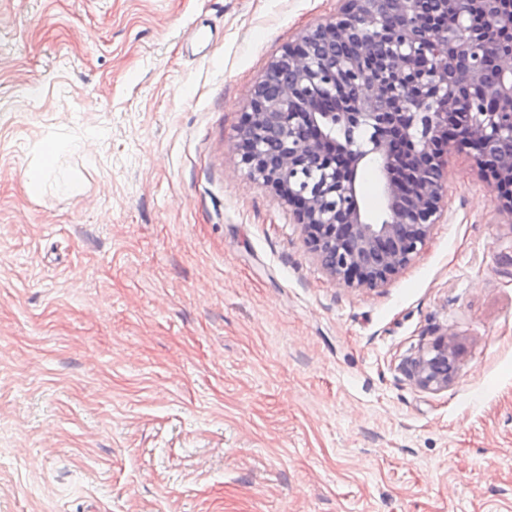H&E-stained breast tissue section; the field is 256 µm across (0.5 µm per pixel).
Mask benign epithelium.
Instances as JSON below:
<instances>
[{
    "label": "benign epithelium",
    "instance_id": "obj_1",
    "mask_svg": "<svg viewBox=\"0 0 512 512\" xmlns=\"http://www.w3.org/2000/svg\"><path fill=\"white\" fill-rule=\"evenodd\" d=\"M332 20L288 43L257 84L235 138L249 174L291 208L322 267L349 287H384L427 247L443 212L453 144H466L512 216V0H342ZM457 25L448 39L439 25ZM347 87L338 112L325 91ZM351 136L336 139V126ZM370 131L367 147L354 133ZM383 177L386 217L356 189L367 157ZM441 390L456 377L445 333L404 367Z\"/></svg>",
    "mask_w": 512,
    "mask_h": 512
}]
</instances>
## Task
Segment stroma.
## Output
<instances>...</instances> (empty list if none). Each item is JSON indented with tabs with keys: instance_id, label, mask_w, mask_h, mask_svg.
Wrapping results in <instances>:
<instances>
[{
	"instance_id": "obj_1",
	"label": "stroma",
	"mask_w": 512,
	"mask_h": 512,
	"mask_svg": "<svg viewBox=\"0 0 512 512\" xmlns=\"http://www.w3.org/2000/svg\"><path fill=\"white\" fill-rule=\"evenodd\" d=\"M338 8L0 0V512H512V219L471 150L376 290L235 150ZM444 333L458 374L420 388L402 366Z\"/></svg>"
}]
</instances>
